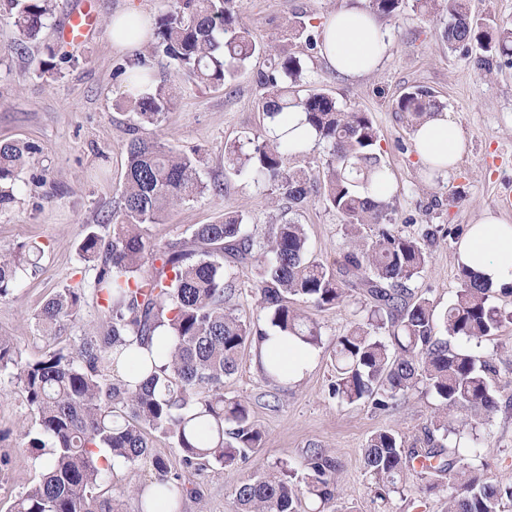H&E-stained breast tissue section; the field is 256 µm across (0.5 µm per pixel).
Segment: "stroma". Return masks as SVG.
I'll return each instance as SVG.
<instances>
[{
	"mask_svg": "<svg viewBox=\"0 0 512 512\" xmlns=\"http://www.w3.org/2000/svg\"><path fill=\"white\" fill-rule=\"evenodd\" d=\"M84 1L53 0V13L36 41L22 39L10 16L0 14V142L19 140L37 149L19 174L14 202L0 207V249L20 243L43 249L14 295L0 299V335L13 337L27 359L40 356L47 344L36 330V314L44 302L62 288L86 286L94 275L79 255L82 238L91 229L105 237L112 234L105 217L119 199L135 124L125 81L115 74L129 55L112 47V18L134 9L156 20L169 9V0H88L96 25L84 45L70 50V62L60 64L57 74L41 75L46 46L58 45L60 26ZM343 4L242 0V17L254 40L281 46L287 20L305 15L320 27ZM447 21L442 12L423 18L410 2L397 17L384 21L392 39L389 57L355 79L327 67L319 50L294 46L305 63L307 86L328 90L345 109L371 113L392 184L387 196L392 227L403 235L416 236L429 227L463 233L487 212L512 223V210L495 204L499 195L512 194V63L501 61L486 70L474 58L449 50L441 39ZM140 53L156 79L174 91L169 112L159 124L142 127V135L187 154L200 153V177L208 186L204 194L170 210L162 223L146 225V237L156 244L180 239L195 225L227 212L242 214L249 233H265L271 222L281 219L286 202L250 171L225 168L224 146L262 133L269 125L258 106L264 93L258 75L266 70L267 60H252L234 84L212 89L197 87L163 49L145 46ZM415 87L432 90L466 138L464 154L447 170L421 166L411 124L396 109L399 97ZM297 219L313 257L328 262L338 258L344 247L339 214L313 201ZM459 268L457 243L438 240L410 287L444 311L456 297ZM295 308L321 330L308 376L273 389L248 349L236 373L224 381L225 397L248 401L263 434L261 447L247 462L194 472L182 467L180 451L170 440L154 436L156 451L169 459L172 472L190 489L181 498V512H234L233 491L245 478L282 463L302 472L311 443L340 463L338 497L329 512H444L445 493H425L424 480L415 474L390 493L388 503H381L380 484L363 464V448L376 431L394 430L408 442L420 436L438 406L435 396L419 386L397 406L376 410L367 403H341L328 394L336 339L365 315V298L356 294L326 309L299 301ZM33 421L10 371L0 372V512H12L15 500L40 473L38 461L21 445V433ZM444 444L474 459L488 478H512V407L487 420L469 417L466 427Z\"/></svg>",
	"mask_w": 512,
	"mask_h": 512,
	"instance_id": "obj_1",
	"label": "stroma"
}]
</instances>
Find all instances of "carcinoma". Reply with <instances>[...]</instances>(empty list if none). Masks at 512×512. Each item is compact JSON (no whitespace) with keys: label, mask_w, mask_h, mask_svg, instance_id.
<instances>
[{"label":"carcinoma","mask_w":512,"mask_h":512,"mask_svg":"<svg viewBox=\"0 0 512 512\" xmlns=\"http://www.w3.org/2000/svg\"><path fill=\"white\" fill-rule=\"evenodd\" d=\"M370 10L394 18L404 0H369ZM426 14L445 11L443 39L448 49L475 55L484 66L512 62V27L489 15L471 13L468 0H416ZM21 37L39 38L51 16V0H0ZM295 39L316 47L313 25L298 16L289 23ZM157 45L178 69L205 87L232 84L255 57H274L259 81L261 110L270 119L305 113L315 141L328 149L325 163L293 170L290 158L304 151L288 130L268 128L241 144L224 147L229 169L247 167L298 211L312 200L343 219L345 249L325 263L309 255L304 226L293 219L271 225L257 238L245 230L241 214L222 215L197 225L187 238L152 244L144 225L158 224L174 207L204 193L198 154L188 155L157 140L131 139L125 178L116 210L107 221L112 237L94 230L79 245L95 271L89 284L100 303L101 320L66 348L47 346L42 355L22 357L14 338L0 336V371L26 394L34 426L23 431V447L49 459L38 479L14 503V512H122L112 489L102 486L107 459L128 466L147 464L159 495H195L170 476L168 460L153 450L150 435L173 441L188 467L210 463L235 466L261 446L262 432L249 404L224 397V379L238 370L241 353L265 336L261 325L308 347L321 342L318 324L290 301L317 309L344 303L352 292L369 297L370 309L337 337L335 380L329 395L342 403L371 402L386 409L423 385L439 401L432 428L410 446L390 430H379L363 449L366 470L397 489L406 472L420 464L430 477L427 490L448 481L446 512H503L512 503V481H492L435 438L455 432L448 417L474 410L490 418L500 409L502 377L490 360L451 344L455 338L489 339L512 323V310L490 302L493 288L466 267L459 269L456 299L442 314L430 299L409 287L424 271L435 239L391 229L389 203L372 194L384 177L379 134L368 112L345 110L330 93L303 83L296 53L257 43L242 19L241 0H170L155 32ZM139 61L118 67L129 87L138 125H156L169 111L172 94L153 75L137 74ZM436 95L413 88L397 101L417 128L440 111ZM36 148L25 142L0 143V205L14 200L19 170ZM35 246L19 244L0 254V298L20 286V273L33 264ZM255 266L253 288L263 322L242 320L226 306L240 288L237 269ZM86 289L64 288L36 314L39 335L57 339L78 317ZM156 345L141 360L139 381L112 379V369L133 345ZM267 383L286 384L281 366L260 365ZM338 462L323 448L306 451V473L298 479L288 465L254 473L233 493L236 512H325L336 498Z\"/></svg>","instance_id":"1"}]
</instances>
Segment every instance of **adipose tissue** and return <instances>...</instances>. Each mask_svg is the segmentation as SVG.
Wrapping results in <instances>:
<instances>
[{
  "mask_svg": "<svg viewBox=\"0 0 512 512\" xmlns=\"http://www.w3.org/2000/svg\"><path fill=\"white\" fill-rule=\"evenodd\" d=\"M391 48L387 29L374 14L350 4L332 13L324 25L321 56L348 78L376 70ZM420 162L435 171L454 165L465 147L460 127L448 113L430 118L413 134ZM462 264L480 274L494 288L512 285V224L487 214L476 219L458 244Z\"/></svg>",
  "mask_w": 512,
  "mask_h": 512,
  "instance_id": "1",
  "label": "adipose tissue"
}]
</instances>
